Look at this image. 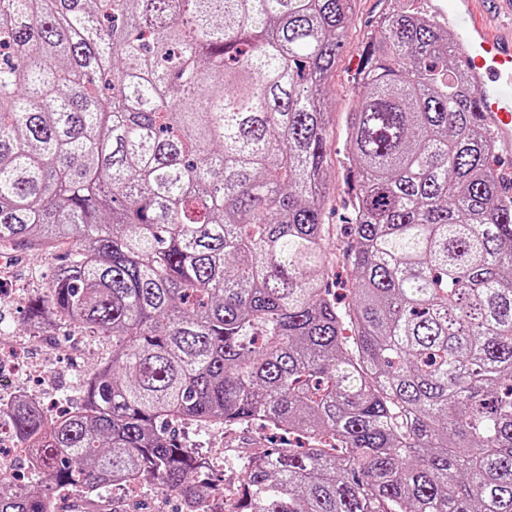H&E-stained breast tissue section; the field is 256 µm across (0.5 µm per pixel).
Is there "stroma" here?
Wrapping results in <instances>:
<instances>
[{"mask_svg": "<svg viewBox=\"0 0 512 512\" xmlns=\"http://www.w3.org/2000/svg\"><path fill=\"white\" fill-rule=\"evenodd\" d=\"M395 8L425 15L430 12L428 0H358L348 38L326 81L332 115L328 127L327 163L331 178L326 194L325 221L331 228L332 238L340 242L347 237V221L351 213L348 185L354 180L349 171L346 136L347 119L353 107L354 77L360 65L365 35L375 28L383 13ZM67 254L68 249L64 246L46 256L18 245L0 248V278L13 291L10 300L0 303V321L14 329L13 335L0 337V346L16 350L31 368L30 373L17 379L16 389L35 393L52 411L76 406L82 375L112 355L111 341L89 343L73 328L61 336H34L24 324L27 297L48 282ZM175 432L186 444L201 448L215 461L214 476L228 489L235 485L237 474L224 467V459L248 456L257 444L266 448L286 445L285 438L279 435L249 427L213 429L185 422L176 426ZM95 508L97 512H178L179 504L175 499L145 487L134 494L105 492Z\"/></svg>", "mask_w": 512, "mask_h": 512, "instance_id": "stroma-1", "label": "stroma"}]
</instances>
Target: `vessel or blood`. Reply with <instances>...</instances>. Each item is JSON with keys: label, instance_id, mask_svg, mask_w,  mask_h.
Instances as JSON below:
<instances>
[{"label": "vessel or blood", "instance_id": "b4317fda", "mask_svg": "<svg viewBox=\"0 0 512 512\" xmlns=\"http://www.w3.org/2000/svg\"><path fill=\"white\" fill-rule=\"evenodd\" d=\"M477 0H437L436 15L455 30L463 51L462 69L475 78L481 110L487 127L506 154L512 155V42L501 43L471 14Z\"/></svg>", "mask_w": 512, "mask_h": 512}]
</instances>
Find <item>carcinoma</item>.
<instances>
[{
  "instance_id": "cac0c4a2",
  "label": "carcinoma",
  "mask_w": 512,
  "mask_h": 512,
  "mask_svg": "<svg viewBox=\"0 0 512 512\" xmlns=\"http://www.w3.org/2000/svg\"><path fill=\"white\" fill-rule=\"evenodd\" d=\"M355 0H0V247L63 244L30 330L112 340L75 407L0 420L56 512L134 478L195 512H512V196L454 34L365 36L341 308L325 81ZM297 438L236 464L170 432ZM328 285L330 288L336 289V296L346 306L351 301V295L348 288H352V280L349 272L344 265L336 263L329 271Z\"/></svg>"
}]
</instances>
